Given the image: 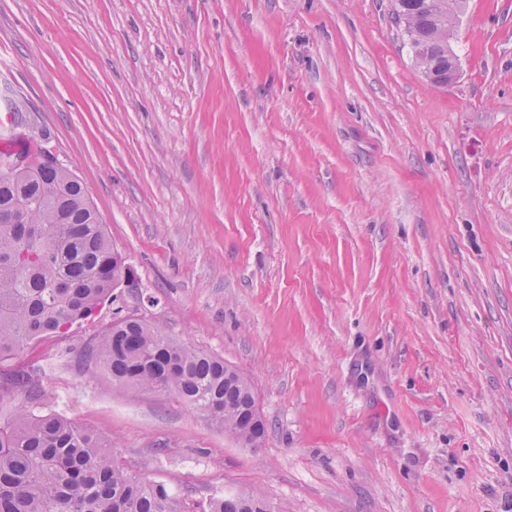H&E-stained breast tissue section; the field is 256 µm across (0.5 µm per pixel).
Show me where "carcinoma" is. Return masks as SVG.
Wrapping results in <instances>:
<instances>
[{
    "instance_id": "cac0c4a2",
    "label": "carcinoma",
    "mask_w": 512,
    "mask_h": 512,
    "mask_svg": "<svg viewBox=\"0 0 512 512\" xmlns=\"http://www.w3.org/2000/svg\"><path fill=\"white\" fill-rule=\"evenodd\" d=\"M401 6L425 33L421 51L447 68L442 44L431 39L438 22L419 0H394ZM20 195L32 200L29 223H0V359L90 319L112 298L117 265L106 227L71 172L37 168L0 182V212ZM95 339L87 357L113 380L171 392L249 447L262 446L265 433L249 436L237 419L239 407L255 404L252 388L223 360L122 315ZM9 389L17 404L11 422L0 425V512H189L168 486L129 471L97 433L56 413H35L27 375L14 374ZM243 501L242 493H224L203 512H287L257 497L246 510Z\"/></svg>"
}]
</instances>
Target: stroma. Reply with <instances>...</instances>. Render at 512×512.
<instances>
[{
    "label": "stroma",
    "mask_w": 512,
    "mask_h": 512,
    "mask_svg": "<svg viewBox=\"0 0 512 512\" xmlns=\"http://www.w3.org/2000/svg\"><path fill=\"white\" fill-rule=\"evenodd\" d=\"M429 85L392 0H0V129L76 175L125 312L224 359L259 448L68 336L0 360L188 503L512 512V0ZM242 493H223L212 497L207 503L203 512H287L283 506H276L273 503L253 497L249 510L243 508L242 502L247 500Z\"/></svg>",
    "instance_id": "35a3bbf8"
}]
</instances>
